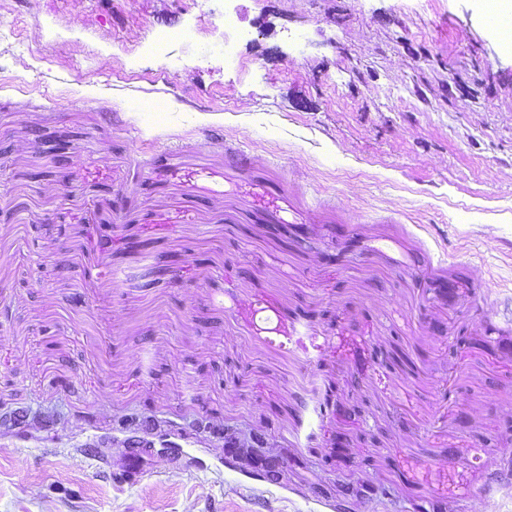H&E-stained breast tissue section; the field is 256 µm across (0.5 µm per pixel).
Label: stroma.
Returning a JSON list of instances; mask_svg holds the SVG:
<instances>
[{
  "mask_svg": "<svg viewBox=\"0 0 512 512\" xmlns=\"http://www.w3.org/2000/svg\"><path fill=\"white\" fill-rule=\"evenodd\" d=\"M495 7L0 0V512H512ZM258 436L261 437L260 440L257 438ZM241 448H251L250 451L255 464L264 471L267 469L268 472L271 473L283 468V463L280 462L279 457L259 454L257 450H255V448H270V446H268L267 436L263 434H253L250 435L248 439L241 441L237 437H228L227 434L224 433V451L227 456L231 458L237 457L241 453Z\"/></svg>",
  "mask_w": 512,
  "mask_h": 512,
  "instance_id": "35a3bbf8",
  "label": "stroma"
}]
</instances>
